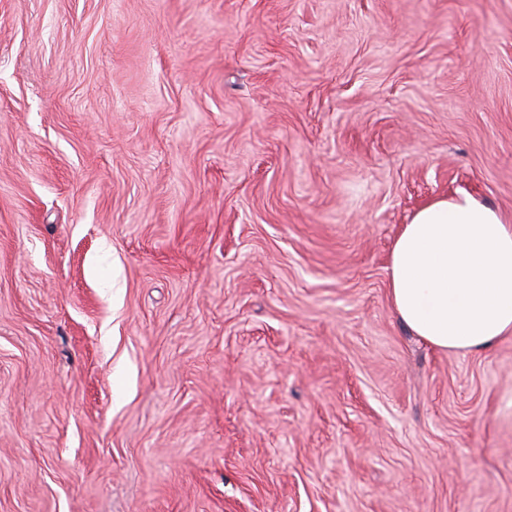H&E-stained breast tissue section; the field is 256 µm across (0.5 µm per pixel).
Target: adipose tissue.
<instances>
[{"mask_svg": "<svg viewBox=\"0 0 512 512\" xmlns=\"http://www.w3.org/2000/svg\"><path fill=\"white\" fill-rule=\"evenodd\" d=\"M401 322L438 349L484 350L512 334V225L467 193L403 225L389 262Z\"/></svg>", "mask_w": 512, "mask_h": 512, "instance_id": "ef3b65f1", "label": "adipose tissue"}]
</instances>
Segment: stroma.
<instances>
[{
    "instance_id": "stroma-1",
    "label": "stroma",
    "mask_w": 512,
    "mask_h": 512,
    "mask_svg": "<svg viewBox=\"0 0 512 512\" xmlns=\"http://www.w3.org/2000/svg\"><path fill=\"white\" fill-rule=\"evenodd\" d=\"M461 191L512 0H0V512H512V337L388 297Z\"/></svg>"
}]
</instances>
